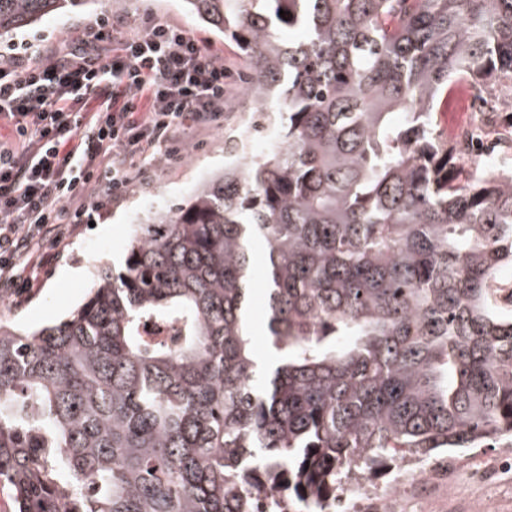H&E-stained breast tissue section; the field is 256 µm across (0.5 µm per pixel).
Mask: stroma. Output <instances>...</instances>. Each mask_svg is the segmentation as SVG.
Returning a JSON list of instances; mask_svg holds the SVG:
<instances>
[{
  "label": "stroma",
  "mask_w": 512,
  "mask_h": 512,
  "mask_svg": "<svg viewBox=\"0 0 512 512\" xmlns=\"http://www.w3.org/2000/svg\"><path fill=\"white\" fill-rule=\"evenodd\" d=\"M178 23L204 43L224 50V62L233 70L248 72L249 63L236 43L205 26L186 8L183 0H93L91 5L45 17L34 26L0 40V62H15L28 45L64 48L66 35L94 25L102 15L124 16L137 24L144 13ZM249 105H227L223 120L205 129H187L182 163L156 161L136 179L124 196L98 194L101 208L93 225H70L66 237L43 251L24 273L27 287H0V317L37 328L65 318L85 300L93 286L96 267L123 263L125 246L135 224L153 211L185 202L193 190L224 167V133L246 124ZM475 457L494 466L490 482L474 481L458 467V458L445 459L431 476L429 487L416 490L400 505L401 512H448L449 501L475 507L493 501V512H512V444L500 441L475 449Z\"/></svg>",
  "instance_id": "stroma-1"
}]
</instances>
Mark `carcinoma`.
Returning a JSON list of instances; mask_svg holds the SVG:
<instances>
[{
	"mask_svg": "<svg viewBox=\"0 0 512 512\" xmlns=\"http://www.w3.org/2000/svg\"><path fill=\"white\" fill-rule=\"evenodd\" d=\"M87 2L0 0V38ZM185 2L249 61L272 144L136 225L66 319L0 317L17 512H257L278 488L319 512L395 453L512 438V167L464 170L434 117L457 83L512 90V0Z\"/></svg>",
	"mask_w": 512,
	"mask_h": 512,
	"instance_id": "carcinoma-1",
	"label": "carcinoma"
}]
</instances>
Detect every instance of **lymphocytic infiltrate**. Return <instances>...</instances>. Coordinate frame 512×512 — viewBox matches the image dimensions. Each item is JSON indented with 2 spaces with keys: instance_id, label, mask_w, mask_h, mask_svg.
<instances>
[{
  "instance_id": "obj_1",
  "label": "lymphocytic infiltrate",
  "mask_w": 512,
  "mask_h": 512,
  "mask_svg": "<svg viewBox=\"0 0 512 512\" xmlns=\"http://www.w3.org/2000/svg\"><path fill=\"white\" fill-rule=\"evenodd\" d=\"M67 45L58 57L31 45L27 63L0 66V123L13 133L0 141V284L10 288L23 287L27 257L92 221L97 189L123 196L158 151L180 162L176 131L223 118L237 83L221 51L150 14L136 28L105 15Z\"/></svg>"
}]
</instances>
